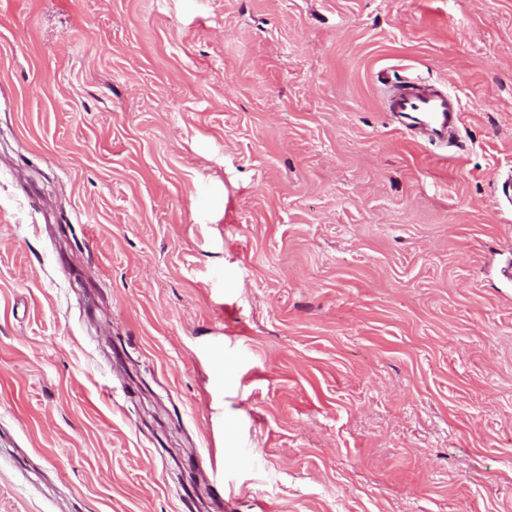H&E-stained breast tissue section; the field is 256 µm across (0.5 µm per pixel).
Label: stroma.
Listing matches in <instances>:
<instances>
[{
	"label": "stroma",
	"mask_w": 512,
	"mask_h": 512,
	"mask_svg": "<svg viewBox=\"0 0 512 512\" xmlns=\"http://www.w3.org/2000/svg\"><path fill=\"white\" fill-rule=\"evenodd\" d=\"M511 171L512 0H0V512H512ZM390 89L393 93L388 101L389 112L406 119L410 131H428L448 144L463 115L459 98L426 92L411 79Z\"/></svg>",
	"instance_id": "obj_1"
}]
</instances>
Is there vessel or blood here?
Returning <instances> with one entry per match:
<instances>
[{"mask_svg": "<svg viewBox=\"0 0 512 512\" xmlns=\"http://www.w3.org/2000/svg\"><path fill=\"white\" fill-rule=\"evenodd\" d=\"M388 109L404 118L410 131H427L446 142L463 115L459 98L426 92L409 79L393 86Z\"/></svg>", "mask_w": 512, "mask_h": 512, "instance_id": "vessel-or-blood-1", "label": "vessel or blood"}]
</instances>
